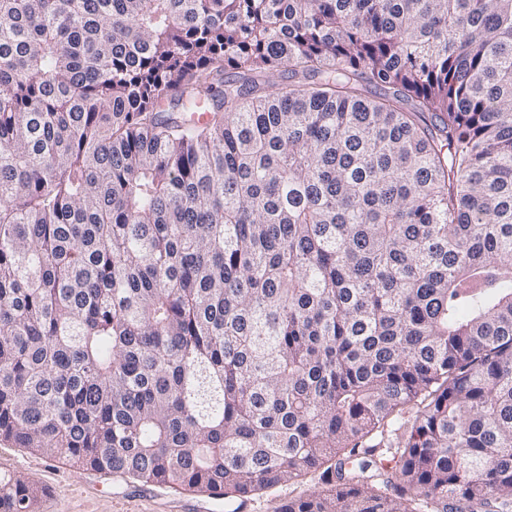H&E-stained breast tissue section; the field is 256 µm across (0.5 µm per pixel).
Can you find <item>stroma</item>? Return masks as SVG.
<instances>
[{"label":"stroma","instance_id":"35a3bbf8","mask_svg":"<svg viewBox=\"0 0 512 512\" xmlns=\"http://www.w3.org/2000/svg\"><path fill=\"white\" fill-rule=\"evenodd\" d=\"M0 473H19L49 498L37 512H165L167 503L183 508L204 503L205 497L178 487L145 485L116 475H104L65 459H50L0 441Z\"/></svg>","mask_w":512,"mask_h":512}]
</instances>
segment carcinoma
<instances>
[{
    "mask_svg": "<svg viewBox=\"0 0 512 512\" xmlns=\"http://www.w3.org/2000/svg\"><path fill=\"white\" fill-rule=\"evenodd\" d=\"M0 440L512 512V0H0Z\"/></svg>",
    "mask_w": 512,
    "mask_h": 512,
    "instance_id": "1",
    "label": "carcinoma"
}]
</instances>
